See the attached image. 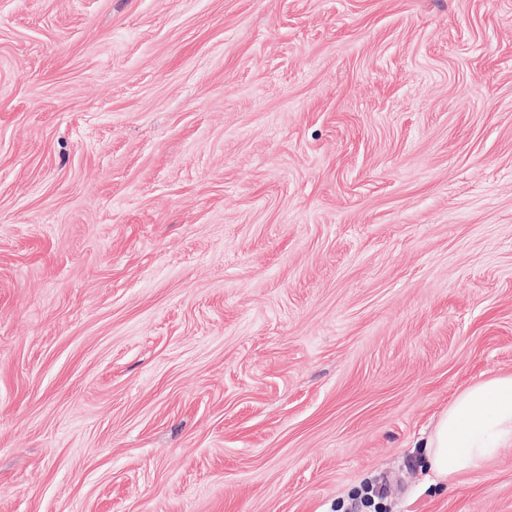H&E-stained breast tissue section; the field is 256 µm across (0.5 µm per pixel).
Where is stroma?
Masks as SVG:
<instances>
[{"instance_id":"35a3bbf8","label":"stroma","mask_w":512,"mask_h":512,"mask_svg":"<svg viewBox=\"0 0 512 512\" xmlns=\"http://www.w3.org/2000/svg\"><path fill=\"white\" fill-rule=\"evenodd\" d=\"M499 372L512 0H0V512H512ZM506 446H512V373L460 391L415 448L436 485L484 468Z\"/></svg>"}]
</instances>
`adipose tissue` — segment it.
<instances>
[{"label": "adipose tissue", "mask_w": 512, "mask_h": 512, "mask_svg": "<svg viewBox=\"0 0 512 512\" xmlns=\"http://www.w3.org/2000/svg\"><path fill=\"white\" fill-rule=\"evenodd\" d=\"M506 446H512V373H498L457 394L421 439L419 454L435 482L448 483L484 468Z\"/></svg>", "instance_id": "obj_1"}]
</instances>
